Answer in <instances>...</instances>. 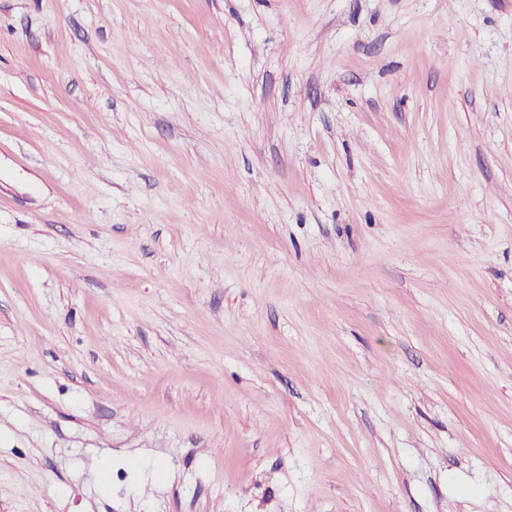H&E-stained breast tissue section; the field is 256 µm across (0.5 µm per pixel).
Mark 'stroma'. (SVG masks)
<instances>
[{
	"label": "stroma",
	"mask_w": 512,
	"mask_h": 512,
	"mask_svg": "<svg viewBox=\"0 0 512 512\" xmlns=\"http://www.w3.org/2000/svg\"><path fill=\"white\" fill-rule=\"evenodd\" d=\"M0 512H512V0H0Z\"/></svg>",
	"instance_id": "35a3bbf8"
}]
</instances>
